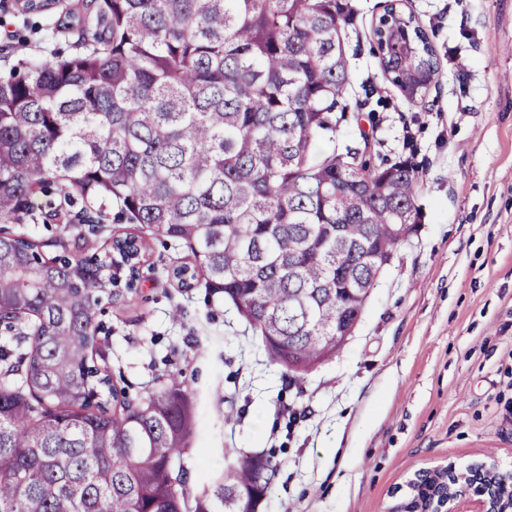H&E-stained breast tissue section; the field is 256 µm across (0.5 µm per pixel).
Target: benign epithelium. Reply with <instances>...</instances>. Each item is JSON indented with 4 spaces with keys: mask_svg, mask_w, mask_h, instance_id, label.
Segmentation results:
<instances>
[{
    "mask_svg": "<svg viewBox=\"0 0 512 512\" xmlns=\"http://www.w3.org/2000/svg\"><path fill=\"white\" fill-rule=\"evenodd\" d=\"M443 475L444 490H436L425 508L400 500L388 512H512V473L500 471L496 462L478 459L466 472L454 463L433 468Z\"/></svg>",
    "mask_w": 512,
    "mask_h": 512,
    "instance_id": "benign-epithelium-1",
    "label": "benign epithelium"
}]
</instances>
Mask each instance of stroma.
Segmentation results:
<instances>
[{
	"label": "stroma",
	"instance_id": "stroma-1",
	"mask_svg": "<svg viewBox=\"0 0 512 512\" xmlns=\"http://www.w3.org/2000/svg\"><path fill=\"white\" fill-rule=\"evenodd\" d=\"M343 34L350 110L337 146L373 132L390 160L410 158L423 217L377 280L344 346L286 376L221 297L208 296L183 247L137 224L105 225L92 247L140 240L139 274L113 266L97 343L117 389L136 396L177 375L195 429L180 460L190 496L213 490L242 453L275 466L258 512H386L415 471L477 459L512 471V0H349ZM91 0L31 13L0 0V72L68 51L49 18ZM430 38L439 77L418 102L385 78L373 29L387 5ZM43 256L83 242L59 221L10 224Z\"/></svg>",
	"mask_w": 512,
	"mask_h": 512
}]
</instances>
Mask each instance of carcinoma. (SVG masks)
<instances>
[{
	"label": "carcinoma",
	"instance_id": "carcinoma-1",
	"mask_svg": "<svg viewBox=\"0 0 512 512\" xmlns=\"http://www.w3.org/2000/svg\"><path fill=\"white\" fill-rule=\"evenodd\" d=\"M342 0H96L75 50L0 73V223L45 210L92 228L102 209L190 249L204 286L231 303L285 375L336 353L360 320L372 269L421 223L406 160L376 163L362 131L336 143L350 71ZM374 36L383 73L411 101L395 37L417 50L423 87L438 75L426 33L390 6ZM68 203L54 208L53 190ZM122 262L135 236L112 240ZM107 264L0 233V320L29 321L0 353V512H209L176 473L193 410L170 375L139 397L91 363ZM272 463L224 468V512H258Z\"/></svg>",
	"mask_w": 512,
	"mask_h": 512
}]
</instances>
